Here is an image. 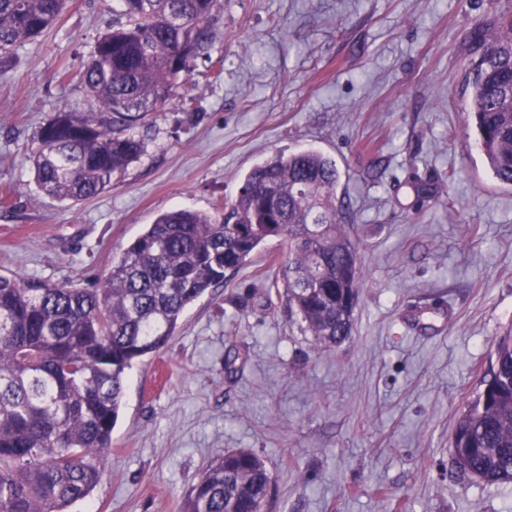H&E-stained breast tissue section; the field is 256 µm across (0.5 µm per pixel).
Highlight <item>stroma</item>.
<instances>
[{"label": "stroma", "mask_w": 512, "mask_h": 512, "mask_svg": "<svg viewBox=\"0 0 512 512\" xmlns=\"http://www.w3.org/2000/svg\"><path fill=\"white\" fill-rule=\"evenodd\" d=\"M113 0H69L0 74V274L81 287L174 208L212 211L247 173L305 148L335 159L336 203L364 272L352 337L315 348L276 280L270 240L190 306L127 373L99 483L72 512H177L228 451L274 477L267 512H512V482L463 475L456 420L512 327V186L489 174L462 95L475 26L512 0H224L220 78L139 133L112 190L38 196L29 157L56 112L87 111L79 73Z\"/></svg>", "instance_id": "35a3bbf8"}]
</instances>
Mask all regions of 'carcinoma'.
<instances>
[{"label":"carcinoma","mask_w":512,"mask_h":512,"mask_svg":"<svg viewBox=\"0 0 512 512\" xmlns=\"http://www.w3.org/2000/svg\"><path fill=\"white\" fill-rule=\"evenodd\" d=\"M80 72L86 112L61 111L30 157L36 192L77 204L123 177L145 152L134 129L177 98L209 56L224 0H117ZM67 0H0V68L60 18ZM464 80L484 162L512 185V14L488 31ZM336 161L307 149L276 154L245 177L222 213L160 214L121 253L99 288L0 275V512H69L89 497L112 448L127 371L164 348L185 309L271 239L278 272L319 349L352 335L363 274L358 243L336 207ZM460 472L512 482V327L497 337L488 379L453 434ZM273 474L250 451L213 461L179 512H266Z\"/></svg>","instance_id":"obj_1"}]
</instances>
